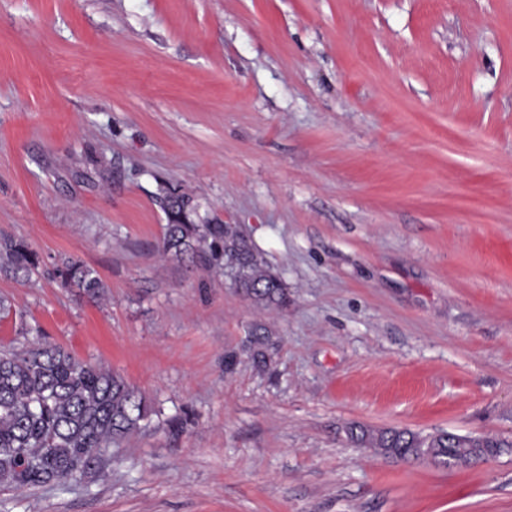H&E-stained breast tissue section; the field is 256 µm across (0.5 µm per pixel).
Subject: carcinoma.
Segmentation results:
<instances>
[{
	"mask_svg": "<svg viewBox=\"0 0 512 512\" xmlns=\"http://www.w3.org/2000/svg\"><path fill=\"white\" fill-rule=\"evenodd\" d=\"M167 217L159 251L186 257L205 268L224 267V258L237 260L231 279L235 288L258 307L283 308L288 291L281 277L266 263L234 224L193 219V200L180 192L162 202ZM40 265L38 254L23 240L0 236V272L28 278ZM54 275L64 285H75L91 300L100 299L105 284L84 262L64 259ZM251 360L265 368L268 329L250 331ZM151 412L145 398L112 372L77 360L65 349L46 345L0 350V484L23 490L34 486L79 482L85 472L77 463H90L94 452L109 447L141 428ZM358 445L399 461L427 460L448 465L454 444L445 431L422 435L405 429L349 428ZM457 465L484 461L499 440L467 437Z\"/></svg>",
	"mask_w": 512,
	"mask_h": 512,
	"instance_id": "1",
	"label": "carcinoma"
}]
</instances>
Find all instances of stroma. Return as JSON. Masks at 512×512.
I'll return each mask as SVG.
<instances>
[{
    "label": "stroma",
    "mask_w": 512,
    "mask_h": 512,
    "mask_svg": "<svg viewBox=\"0 0 512 512\" xmlns=\"http://www.w3.org/2000/svg\"><path fill=\"white\" fill-rule=\"evenodd\" d=\"M170 185L287 307L160 256ZM0 233L40 258L0 273V345L151 407L105 467L0 486V512H512V0H0ZM354 424L507 446L398 462ZM54 275L64 285H75L82 289L91 300L100 299L105 292V284L96 270L84 262L75 259H64L56 265ZM248 335L253 346L250 354L253 364L257 368H266L271 360L264 349L269 340L268 329L264 325L256 324L250 329Z\"/></svg>",
    "instance_id": "35a3bbf8"
}]
</instances>
